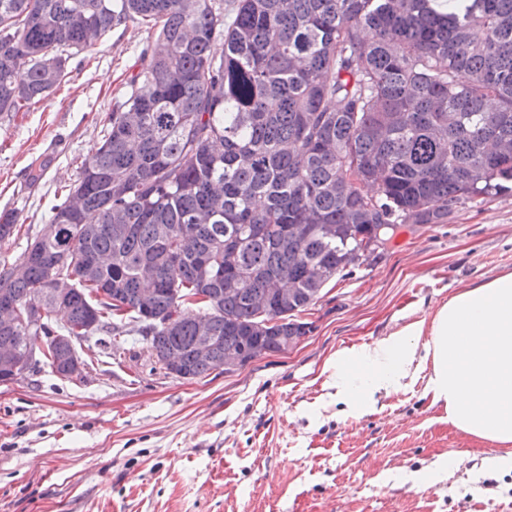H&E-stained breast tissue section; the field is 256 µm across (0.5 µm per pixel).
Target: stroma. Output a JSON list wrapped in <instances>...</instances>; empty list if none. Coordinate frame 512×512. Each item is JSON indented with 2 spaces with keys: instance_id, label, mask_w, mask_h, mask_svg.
Masks as SVG:
<instances>
[{
  "instance_id": "stroma-1",
  "label": "stroma",
  "mask_w": 512,
  "mask_h": 512,
  "mask_svg": "<svg viewBox=\"0 0 512 512\" xmlns=\"http://www.w3.org/2000/svg\"><path fill=\"white\" fill-rule=\"evenodd\" d=\"M148 34L130 18L75 55L32 111L0 114V213L39 230L102 125ZM43 166L38 182L31 168ZM512 271V192L400 233L330 281L287 353L226 373L166 375L131 331L68 381L49 367L0 383V512H512L501 446L448 421L425 378L344 415L325 387L342 352L432 317L468 285ZM435 473L427 486L422 473Z\"/></svg>"
}]
</instances>
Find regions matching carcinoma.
I'll list each match as a JSON object with an SVG mask.
<instances>
[{"label":"carcinoma","instance_id":"carcinoma-1","mask_svg":"<svg viewBox=\"0 0 512 512\" xmlns=\"http://www.w3.org/2000/svg\"><path fill=\"white\" fill-rule=\"evenodd\" d=\"M136 17L151 44L50 207L54 233L26 236L23 278L0 262V307L42 317L0 330V347L42 336L64 379L76 348L56 337L103 333L94 346L115 353L132 323L192 379L229 349L280 353L311 332L298 315L322 288L398 232L512 191V0H0V113L30 111ZM21 229L0 216V241ZM52 271L75 285L62 307ZM273 280L296 293L262 309Z\"/></svg>","mask_w":512,"mask_h":512}]
</instances>
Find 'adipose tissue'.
I'll list each match as a JSON object with an SVG mask.
<instances>
[{"mask_svg": "<svg viewBox=\"0 0 512 512\" xmlns=\"http://www.w3.org/2000/svg\"><path fill=\"white\" fill-rule=\"evenodd\" d=\"M366 371L355 382L344 359L328 368L336 400L356 414L376 392L400 393L408 379L431 369L427 391L444 403L461 432L512 446V272L464 288L431 320H419L353 349Z\"/></svg>", "mask_w": 512, "mask_h": 512, "instance_id": "1", "label": "adipose tissue"}]
</instances>
